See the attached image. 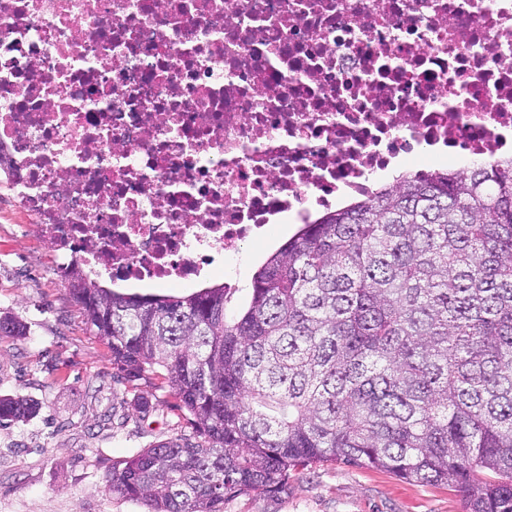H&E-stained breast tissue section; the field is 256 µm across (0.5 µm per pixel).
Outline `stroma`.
<instances>
[{
  "label": "stroma",
  "mask_w": 512,
  "mask_h": 512,
  "mask_svg": "<svg viewBox=\"0 0 512 512\" xmlns=\"http://www.w3.org/2000/svg\"><path fill=\"white\" fill-rule=\"evenodd\" d=\"M297 230L272 225L266 238L239 243L208 283L235 284V302L251 293L265 257ZM0 316L26 326L0 337V396L38 403L29 420L0 426V512H143L111 495L113 461L154 444L193 435L162 379H116L110 350L85 330L37 225L0 183ZM145 410H136L134 397ZM224 512H464L445 485L407 482L384 471L342 463L293 478L288 493L252 491L229 499Z\"/></svg>",
  "instance_id": "stroma-1"
}]
</instances>
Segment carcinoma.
Listing matches in <instances>:
<instances>
[{
  "label": "carcinoma",
  "mask_w": 512,
  "mask_h": 512,
  "mask_svg": "<svg viewBox=\"0 0 512 512\" xmlns=\"http://www.w3.org/2000/svg\"><path fill=\"white\" fill-rule=\"evenodd\" d=\"M127 381L162 376L195 430L112 462L145 512H224L327 462L443 484L465 512H512V157L405 173L302 225L235 289L126 295L64 273ZM0 317V336L21 337ZM0 398V423L28 418Z\"/></svg>",
  "instance_id": "1"
}]
</instances>
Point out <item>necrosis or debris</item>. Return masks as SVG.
I'll use <instances>...</instances> for the list:
<instances>
[{
  "mask_svg": "<svg viewBox=\"0 0 512 512\" xmlns=\"http://www.w3.org/2000/svg\"><path fill=\"white\" fill-rule=\"evenodd\" d=\"M0 151L60 269L192 283L392 168L512 153V0H0Z\"/></svg>",
  "mask_w": 512,
  "mask_h": 512,
  "instance_id": "obj_1",
  "label": "necrosis or debris"
}]
</instances>
